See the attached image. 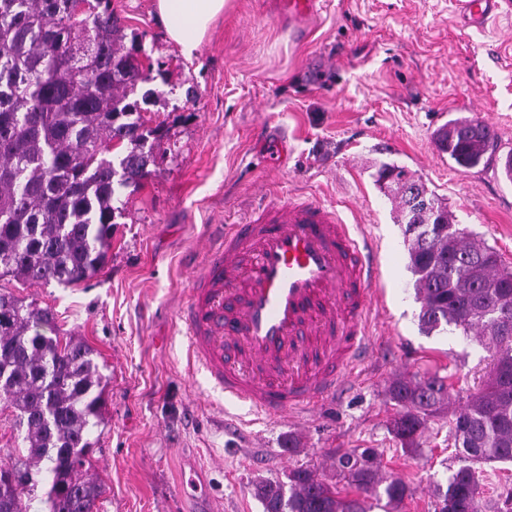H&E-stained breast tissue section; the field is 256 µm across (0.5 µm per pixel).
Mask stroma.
Listing matches in <instances>:
<instances>
[{"label": "stroma", "mask_w": 512, "mask_h": 512, "mask_svg": "<svg viewBox=\"0 0 512 512\" xmlns=\"http://www.w3.org/2000/svg\"><path fill=\"white\" fill-rule=\"evenodd\" d=\"M272 2L230 0L188 59L155 0H112L126 33H138L169 71L174 92L154 81L161 96L151 106L167 137L97 275L68 287L0 278V291L51 309L97 354L105 401L91 434V472L103 486L97 512H205L199 497L179 493L194 467L220 512H263L255 481L285 480L300 465L331 475L339 448L378 449L385 473L411 487L403 512H432L435 485L459 465L451 414L413 453L388 429L394 378L436 372L468 389L486 353L454 329L421 330L396 204L375 175L385 163L405 168L512 269V181L502 164L464 170L434 144L448 120L469 117L488 122L500 153L512 151V17L465 29L452 0H321L310 32L297 37ZM275 136L287 144L276 170L262 162ZM262 198L334 207L372 238L384 293L368 314L358 377L321 407L281 418L256 417L212 388L177 315L207 240Z\"/></svg>", "instance_id": "obj_1"}]
</instances>
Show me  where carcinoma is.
<instances>
[{
  "mask_svg": "<svg viewBox=\"0 0 512 512\" xmlns=\"http://www.w3.org/2000/svg\"><path fill=\"white\" fill-rule=\"evenodd\" d=\"M0 0V277L30 285H73L96 275L112 245L121 191L138 188L155 162L164 123L142 114L157 91L137 87L165 75L144 64L138 35L125 46L111 0ZM479 133L471 132L473 127ZM437 149L472 169L494 147L490 128L469 118L448 121ZM406 172L384 164L377 182L394 186L409 268L426 334L453 326L474 335L488 353L477 387L465 392L445 376H400L389 387L396 413L390 432L406 451L452 399L451 422L460 465L434 488V503L452 512H486L512 501V489L483 500L476 465L512 462V270L497 252L467 232H448L455 217L428 194L437 224L412 215ZM102 374L93 350L62 339L53 314L0 292V406L25 429L26 458L0 462V512H96L102 487L88 474L90 432L101 420ZM375 448L336 453L333 480L307 467L287 481H258L252 493L264 512H367L366 496L383 494L399 512L411 497L399 474H382Z\"/></svg>",
  "mask_w": 512,
  "mask_h": 512,
  "instance_id": "cac0c4a2",
  "label": "carcinoma"
}]
</instances>
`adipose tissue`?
<instances>
[{
	"instance_id": "obj_1",
	"label": "adipose tissue",
	"mask_w": 512,
	"mask_h": 512,
	"mask_svg": "<svg viewBox=\"0 0 512 512\" xmlns=\"http://www.w3.org/2000/svg\"><path fill=\"white\" fill-rule=\"evenodd\" d=\"M228 0H156V8L169 38L185 57L194 56L214 20Z\"/></svg>"
}]
</instances>
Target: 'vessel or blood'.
I'll use <instances>...</instances> for the list:
<instances>
[{"instance_id": "b4317fda", "label": "vessel or blood", "mask_w": 512, "mask_h": 512, "mask_svg": "<svg viewBox=\"0 0 512 512\" xmlns=\"http://www.w3.org/2000/svg\"><path fill=\"white\" fill-rule=\"evenodd\" d=\"M296 23L318 0H282ZM465 28L503 16L502 0H454ZM370 244L315 201L264 204L228 224L192 277L180 311L193 359L225 396L267 416L305 411L339 392L380 307Z\"/></svg>"}]
</instances>
